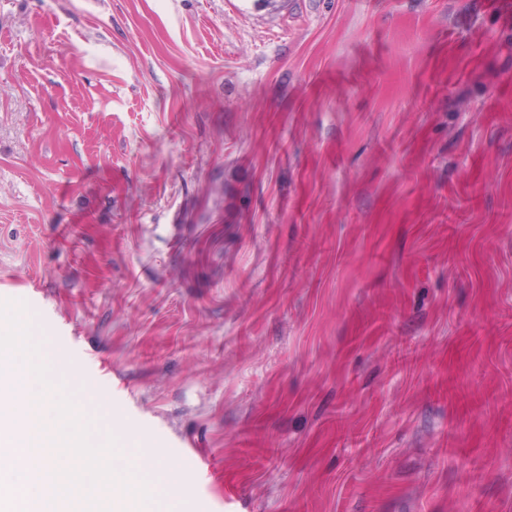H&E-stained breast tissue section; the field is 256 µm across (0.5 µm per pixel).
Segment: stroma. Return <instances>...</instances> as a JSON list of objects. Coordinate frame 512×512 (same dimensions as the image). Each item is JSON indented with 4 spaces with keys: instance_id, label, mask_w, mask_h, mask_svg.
<instances>
[{
    "instance_id": "obj_1",
    "label": "stroma",
    "mask_w": 512,
    "mask_h": 512,
    "mask_svg": "<svg viewBox=\"0 0 512 512\" xmlns=\"http://www.w3.org/2000/svg\"><path fill=\"white\" fill-rule=\"evenodd\" d=\"M0 301L111 512H512V0H0Z\"/></svg>"
}]
</instances>
